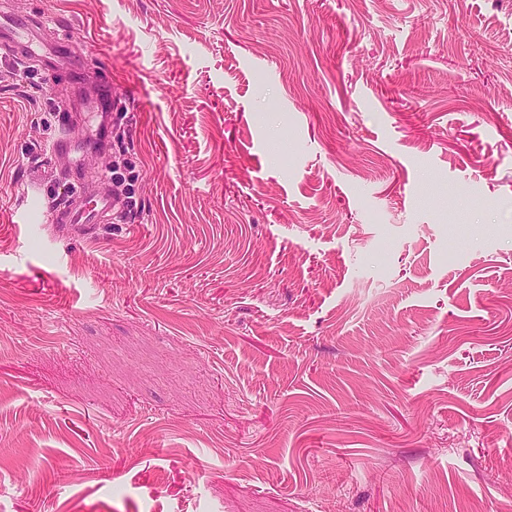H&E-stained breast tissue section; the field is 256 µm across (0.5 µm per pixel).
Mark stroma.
Segmentation results:
<instances>
[{"instance_id":"stroma-1","label":"stroma","mask_w":512,"mask_h":512,"mask_svg":"<svg viewBox=\"0 0 512 512\" xmlns=\"http://www.w3.org/2000/svg\"><path fill=\"white\" fill-rule=\"evenodd\" d=\"M9 12L0 512L512 504V0ZM114 166L135 222L18 223ZM30 26L31 18H0V44L10 46L12 43L18 44L23 38H28Z\"/></svg>"}]
</instances>
